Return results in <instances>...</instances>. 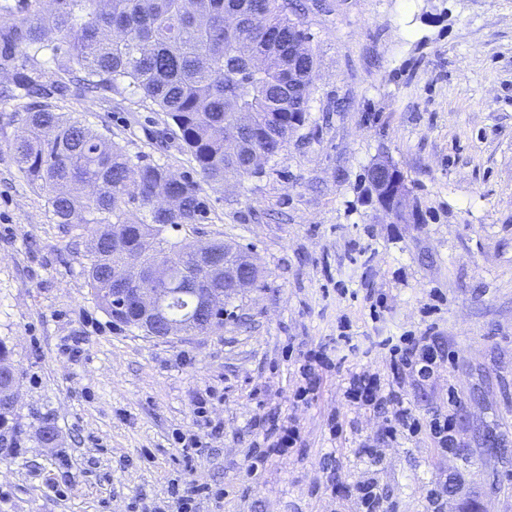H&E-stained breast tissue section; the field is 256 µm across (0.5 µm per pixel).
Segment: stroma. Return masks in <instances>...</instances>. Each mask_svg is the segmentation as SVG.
<instances>
[{
    "mask_svg": "<svg viewBox=\"0 0 512 512\" xmlns=\"http://www.w3.org/2000/svg\"><path fill=\"white\" fill-rule=\"evenodd\" d=\"M298 2L315 59L308 118L262 174L205 187L209 220L187 234L243 247L260 270L213 333L159 339L111 321L83 274L84 238L54 223L17 168L21 104H0V342L18 370L9 426L21 441L0 457V512H129L168 500L175 480L209 487L200 512H355L343 490L368 475L390 512H426L443 481L444 512L470 498L512 512V0ZM55 106L132 157L193 166L166 115L136 96L75 88ZM383 155L417 222L370 199L364 173ZM343 331L358 346L348 364L378 374L382 340L436 336L448 360L404 394L426 417L455 407L459 448L389 439L380 413L347 414L331 437L337 372L294 401L303 352L335 349ZM203 392L220 438L196 422ZM263 415L295 421L302 445L254 480L246 454ZM178 431L211 454L186 462Z\"/></svg>",
    "mask_w": 512,
    "mask_h": 512,
    "instance_id": "1",
    "label": "stroma"
}]
</instances>
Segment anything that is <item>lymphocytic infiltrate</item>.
Instances as JSON below:
<instances>
[{
  "instance_id": "obj_1",
  "label": "lymphocytic infiltrate",
  "mask_w": 512,
  "mask_h": 512,
  "mask_svg": "<svg viewBox=\"0 0 512 512\" xmlns=\"http://www.w3.org/2000/svg\"><path fill=\"white\" fill-rule=\"evenodd\" d=\"M383 345L389 353L390 379L384 381L379 375L354 367L347 369L344 390L347 411L373 410L386 413L389 424L385 434L390 438L396 437L400 432L415 436L425 430L437 448L445 451L458 447L460 440L453 414H436L428 419L422 418L405 400L403 394L405 380H428L443 362L445 354L436 337L426 334L403 336L396 342L384 340ZM303 359L304 362L298 369V387L295 393L296 399L301 402L318 392L324 370L334 364L331 356L322 348L307 351ZM266 423L265 450L247 455V470L254 476L262 473L269 457L287 455L300 441L297 427L279 423L271 416L267 417Z\"/></svg>"
}]
</instances>
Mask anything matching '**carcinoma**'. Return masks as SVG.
<instances>
[{
  "label": "carcinoma",
  "instance_id": "carcinoma-1",
  "mask_svg": "<svg viewBox=\"0 0 512 512\" xmlns=\"http://www.w3.org/2000/svg\"><path fill=\"white\" fill-rule=\"evenodd\" d=\"M303 31L288 0H17L0 15V101H25L26 134L13 143L23 177L46 193L56 223L90 232L84 272L99 306L115 322L142 329L137 313L112 294V271L145 253L146 271L168 266L159 284L166 315L189 322L191 335L224 326V300L199 307V248L169 231L208 220L199 182L180 181L155 162H133L126 150L84 121L45 102L73 85L128 91L165 113L195 161L202 181L256 176L245 166L253 141L272 158L303 126L314 68L309 55L288 62V41ZM46 56L50 86L18 64ZM235 112L257 114L256 131L235 135Z\"/></svg>",
  "mask_w": 512,
  "mask_h": 512
}]
</instances>
